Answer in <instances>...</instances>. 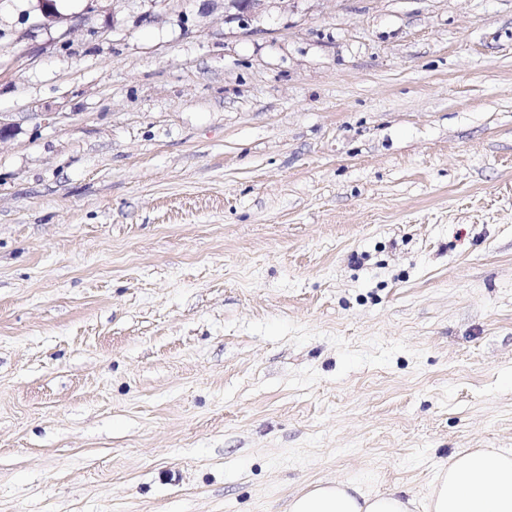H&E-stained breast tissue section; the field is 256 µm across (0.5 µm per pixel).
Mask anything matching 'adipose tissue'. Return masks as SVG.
Wrapping results in <instances>:
<instances>
[{"mask_svg": "<svg viewBox=\"0 0 512 512\" xmlns=\"http://www.w3.org/2000/svg\"><path fill=\"white\" fill-rule=\"evenodd\" d=\"M414 499L375 493L354 481L322 482L294 495L287 512H413ZM425 512H512V448H472L438 469Z\"/></svg>", "mask_w": 512, "mask_h": 512, "instance_id": "ef3b65f1", "label": "adipose tissue"}]
</instances>
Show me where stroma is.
Masks as SVG:
<instances>
[{
	"label": "stroma",
	"mask_w": 512,
	"mask_h": 512,
	"mask_svg": "<svg viewBox=\"0 0 512 512\" xmlns=\"http://www.w3.org/2000/svg\"><path fill=\"white\" fill-rule=\"evenodd\" d=\"M55 5L0 0V512L512 448V0Z\"/></svg>",
	"instance_id": "obj_1"
}]
</instances>
